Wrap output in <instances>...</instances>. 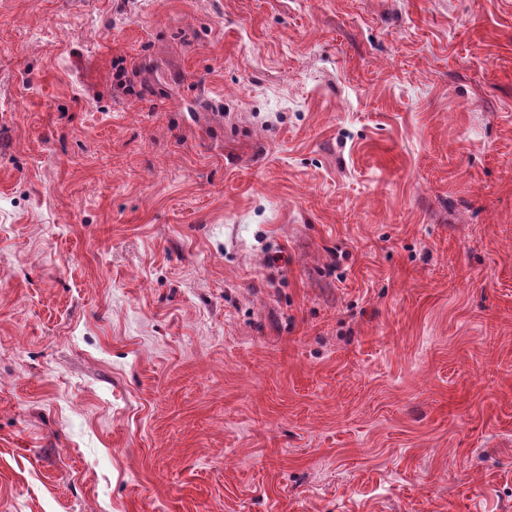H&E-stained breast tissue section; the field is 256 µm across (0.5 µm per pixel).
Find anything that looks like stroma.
I'll return each instance as SVG.
<instances>
[{
  "label": "stroma",
  "instance_id": "1",
  "mask_svg": "<svg viewBox=\"0 0 512 512\" xmlns=\"http://www.w3.org/2000/svg\"><path fill=\"white\" fill-rule=\"evenodd\" d=\"M0 512H512V0H0Z\"/></svg>",
  "mask_w": 512,
  "mask_h": 512
}]
</instances>
